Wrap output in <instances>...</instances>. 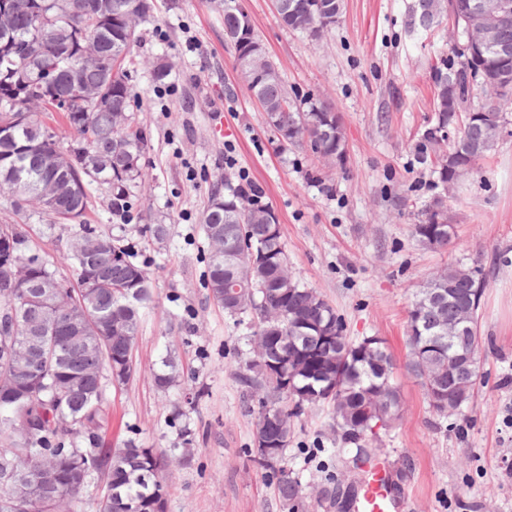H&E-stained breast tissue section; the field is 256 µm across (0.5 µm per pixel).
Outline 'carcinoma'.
<instances>
[{
  "label": "carcinoma",
  "instance_id": "cac0c4a2",
  "mask_svg": "<svg viewBox=\"0 0 512 512\" xmlns=\"http://www.w3.org/2000/svg\"><path fill=\"white\" fill-rule=\"evenodd\" d=\"M0 13V55L13 54L15 71L0 68V125L14 116L25 122L0 130V196L10 200L23 223L0 224V247L20 253L26 275L7 286L0 278V464L50 484L49 494L15 503L10 512H69L88 480L71 473H106L109 495L97 512H158L168 500L166 471L171 457L144 448L133 438L117 447L106 444L105 381L129 383L138 372L133 351L141 310L153 302L151 271L132 260L120 240L85 222L90 190L108 188L112 212L128 211L132 189L144 183L141 160L148 145L145 127L136 121L138 95L130 84L140 64L133 49L139 26L153 10V0H13ZM278 12L283 25L318 37L333 28L321 22L332 0H285ZM476 0H418L417 8L437 15L452 13L458 23ZM224 14V36L234 46L240 76L252 96L272 116L268 127L286 149L305 145L320 157L343 162L347 153L343 121L324 100L291 96L276 61L262 71L242 60L247 48L263 51L254 28H244L239 0H213ZM483 48L469 57L457 50L434 68L436 112L450 137L439 147L440 181L461 178L490 153L499 140L488 123L512 112V87L504 90L494 62ZM53 81L55 94L44 88ZM481 103L471 108V95ZM485 113L483 120L460 121L463 113ZM54 130L50 136L47 129ZM83 145L92 157L71 158L68 147ZM56 187L59 199L42 207L45 192ZM43 221V235L60 224L74 229L64 259L71 281L60 282L59 306L23 304L38 278L57 276L50 256L35 243L28 211ZM272 209L259 191L232 184L214 187L201 216L207 244L206 285L212 299L231 314H252L254 359L231 368L252 417L253 440L266 441L285 454L295 422L306 410L328 408L333 439L354 447L353 462L363 466L365 449L378 441L377 422L390 426L401 416L399 387L393 382V356L385 343L366 344L344 334L336 309L318 291L290 271L282 233H270ZM143 236L161 243L164 224H144ZM94 234L98 251L84 264L77 246ZM414 234L430 249L445 250L457 237L440 207L425 211ZM489 282L479 264L450 265L436 271L416 293L406 331L407 370L420 381L432 410L441 417L457 414L472 399L481 380L478 358L458 355L478 350L477 322L446 338L448 322L459 311L480 309ZM48 327L55 358L49 365L32 352L36 371L18 374L11 355L34 327ZM334 331L335 343L323 347L318 328ZM162 392L178 385L173 357L151 373ZM453 392L447 412L434 404L438 393ZM276 490L288 512H306L302 484L292 470H277Z\"/></svg>",
  "mask_w": 512,
  "mask_h": 512
}]
</instances>
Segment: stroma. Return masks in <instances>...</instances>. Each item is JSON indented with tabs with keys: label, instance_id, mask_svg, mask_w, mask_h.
<instances>
[{
	"label": "stroma",
	"instance_id": "obj_1",
	"mask_svg": "<svg viewBox=\"0 0 512 512\" xmlns=\"http://www.w3.org/2000/svg\"><path fill=\"white\" fill-rule=\"evenodd\" d=\"M239 2L288 90L341 114L347 159L339 166L305 147L280 152L236 69L223 16L208 0H155L134 48L146 64L132 78L149 134L147 179L124 231L136 260L152 265L154 302L142 315L137 375L105 388L107 440L170 449L189 424L197 450L169 473L168 512H288L274 473L249 457L252 419L227 370L253 356L251 317L227 315L205 286L199 217L229 176L261 188L292 272L329 300L347 336L381 337L392 352L402 416L380 436L383 457L403 473L398 499L411 512H512V112L494 150L444 191L427 133L436 122L434 66L453 39L447 17L424 30L411 22L416 0H343L335 28L315 41L284 27L272 0ZM159 58L174 64L163 84L148 67ZM438 200L457 226L445 251L413 233ZM139 224L167 225L166 243L140 237ZM476 262L490 282L479 312L482 380L460 414L443 418L405 368L407 319L436 269ZM171 349L186 384L165 395L151 371ZM197 390L201 401L173 419L172 404ZM328 423L319 408L297 422L283 460L308 512H344L362 478Z\"/></svg>",
	"mask_w": 512,
	"mask_h": 512
}]
</instances>
